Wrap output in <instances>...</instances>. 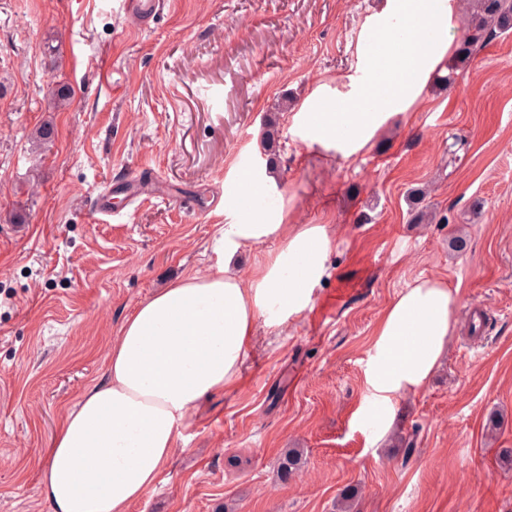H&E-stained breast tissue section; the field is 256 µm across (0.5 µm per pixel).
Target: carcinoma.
<instances>
[{
	"label": "carcinoma",
	"mask_w": 512,
	"mask_h": 512,
	"mask_svg": "<svg viewBox=\"0 0 512 512\" xmlns=\"http://www.w3.org/2000/svg\"><path fill=\"white\" fill-rule=\"evenodd\" d=\"M511 29L512 0H473L459 42L458 55L448 64V74L440 77V82L451 85L459 68L470 64L479 47ZM303 467L301 451L293 448L281 463V478L286 481L301 472Z\"/></svg>",
	"instance_id": "carcinoma-1"
}]
</instances>
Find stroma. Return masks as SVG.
<instances>
[{"mask_svg":"<svg viewBox=\"0 0 512 512\" xmlns=\"http://www.w3.org/2000/svg\"><path fill=\"white\" fill-rule=\"evenodd\" d=\"M381 2L160 0L144 25L124 0H0V512H48L44 448L124 318L209 273L219 229L243 214L245 163L290 223L329 225L327 275L295 319L258 323L236 385L191 411L130 512H340L348 487L351 512H512V30L355 161L316 155L275 109L339 86ZM148 170L150 199L131 201L128 179ZM418 188L437 222L412 223ZM104 193L117 215L103 222ZM420 276L459 289L458 322L382 427L373 335ZM291 448L304 473L284 481Z\"/></svg>","mask_w":512,"mask_h":512,"instance_id":"35a3bbf8","label":"stroma"}]
</instances>
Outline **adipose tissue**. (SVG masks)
Listing matches in <instances>:
<instances>
[{
    "label": "adipose tissue",
    "mask_w": 512,
    "mask_h": 512,
    "mask_svg": "<svg viewBox=\"0 0 512 512\" xmlns=\"http://www.w3.org/2000/svg\"><path fill=\"white\" fill-rule=\"evenodd\" d=\"M458 0H384L368 16L358 63L336 92L315 94L292 115L308 147L353 161L389 126L409 124L431 79L457 53ZM277 250L249 277L238 253ZM328 225L290 224L282 208H253L225 225L217 261L155 292L127 316L103 379L88 387L46 449L38 492L52 512H129L156 485L190 412L233 386L258 321L281 325L304 312L326 273ZM458 289L417 278L384 312L366 382L380 410L425 387L457 324Z\"/></svg>",
    "instance_id": "obj_1"
}]
</instances>
